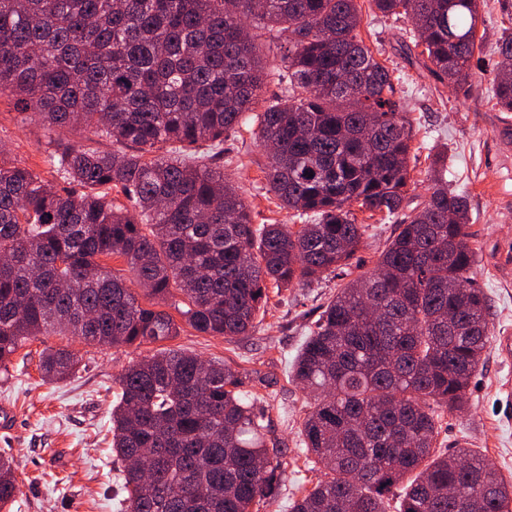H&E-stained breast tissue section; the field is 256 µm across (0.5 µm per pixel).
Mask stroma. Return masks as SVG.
Wrapping results in <instances>:
<instances>
[{
	"label": "stroma",
	"instance_id": "35a3bbf8",
	"mask_svg": "<svg viewBox=\"0 0 512 512\" xmlns=\"http://www.w3.org/2000/svg\"><path fill=\"white\" fill-rule=\"evenodd\" d=\"M359 2L364 6L361 35L389 68L412 126L415 168L407 204L413 208L427 199L432 158L447 151L443 176L468 197L465 231L476 250L472 272L490 307L491 332L483 364L469 386V404L441 417L436 447L448 454L458 440H468L512 481V359L501 354L498 343L500 336L512 333V138L499 133L502 114L489 74L475 72L476 95L458 98L448 85L413 67L400 50L410 21L376 16L368 0ZM481 16L477 32L484 57L492 59L502 29L512 28V12L502 0H483ZM224 148L235 159L224 171L249 205L254 223H293L292 212L280 208L268 190L261 170L265 151L252 129L230 135ZM0 150L47 183L61 185L60 172L45 161L46 140L37 116L17 111L7 98L0 99ZM365 226L364 244L351 261L356 274L373 269L396 222L369 220ZM341 283L331 273L308 285L268 288L261 326L252 335L231 340L200 334L185 324L179 336L161 345L106 349L55 333L26 341L8 368L0 369V403H10L14 410L13 418H0V455L11 457L23 491L21 499L0 512H119L122 478L106 439L115 401L113 381L128 365L162 347L227 362L242 372L245 390L262 395L268 438L282 450L280 487L264 512H288L289 500L300 497L320 476L301 446V423L312 395L289 372L321 305ZM59 348L79 356L78 372L64 382L42 379V352Z\"/></svg>",
	"mask_w": 512,
	"mask_h": 512
}]
</instances>
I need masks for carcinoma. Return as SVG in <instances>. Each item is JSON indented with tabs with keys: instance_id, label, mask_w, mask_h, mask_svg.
Wrapping results in <instances>:
<instances>
[{
	"instance_id": "carcinoma-1",
	"label": "carcinoma",
	"mask_w": 512,
	"mask_h": 512,
	"mask_svg": "<svg viewBox=\"0 0 512 512\" xmlns=\"http://www.w3.org/2000/svg\"><path fill=\"white\" fill-rule=\"evenodd\" d=\"M414 24L401 50L440 82L474 94L480 0H369ZM357 0H0V97L39 114L52 186L0 160V369L51 330L102 347L178 335L103 259L120 257L147 295L184 297L196 331L249 336L286 288L340 269L363 242L351 211L393 217L412 184V130L392 74L360 34ZM291 34L270 69L263 36ZM498 55L512 62V29ZM344 72L361 95L336 86ZM274 81L282 94L256 105ZM512 112V67L492 79ZM257 125L268 191L302 224H255L224 178V135ZM81 129L109 151L71 144ZM429 199L345 282L294 360L319 391L301 444L324 477L288 512H512V482L485 456L435 451L438 419L467 404L490 335L473 284L467 196L433 179ZM117 188L135 212L114 201ZM456 222H448V212ZM77 359L45 354L64 380ZM111 450L124 463L122 512H253L280 482L257 397L239 371L163 349L118 377ZM22 490L0 456V509Z\"/></svg>"
}]
</instances>
